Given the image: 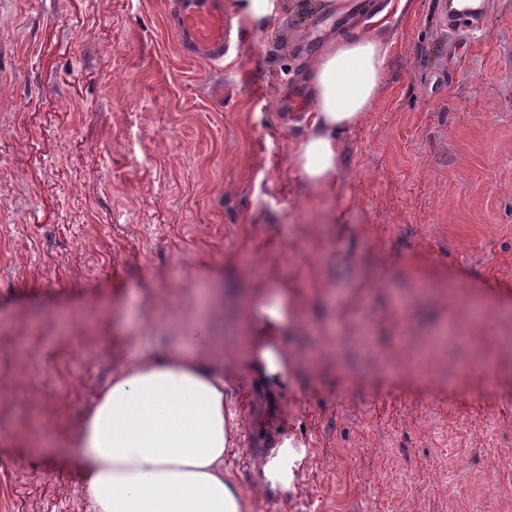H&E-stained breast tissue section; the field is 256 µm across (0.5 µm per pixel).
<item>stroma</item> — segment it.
<instances>
[{
  "label": "stroma",
  "instance_id": "obj_1",
  "mask_svg": "<svg viewBox=\"0 0 512 512\" xmlns=\"http://www.w3.org/2000/svg\"><path fill=\"white\" fill-rule=\"evenodd\" d=\"M167 2L0 0V512H89L85 411L114 367L178 350L234 387L252 512H512V0L473 43L418 0L324 188L276 101L334 14L282 0L254 29L225 0L219 110ZM258 359L263 366L264 373L268 377L278 380L286 376L282 355L273 346L269 345L262 348Z\"/></svg>",
  "mask_w": 512,
  "mask_h": 512
}]
</instances>
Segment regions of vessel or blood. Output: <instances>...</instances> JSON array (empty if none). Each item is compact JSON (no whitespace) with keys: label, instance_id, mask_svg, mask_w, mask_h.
Instances as JSON below:
<instances>
[{"label":"vessel or blood","instance_id":"1","mask_svg":"<svg viewBox=\"0 0 512 512\" xmlns=\"http://www.w3.org/2000/svg\"><path fill=\"white\" fill-rule=\"evenodd\" d=\"M448 26L478 36L488 27L486 0H471L463 7L449 6ZM168 27L184 59L223 67L233 49L224 0H169Z\"/></svg>","mask_w":512,"mask_h":512}]
</instances>
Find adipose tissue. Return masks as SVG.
<instances>
[{"mask_svg":"<svg viewBox=\"0 0 512 512\" xmlns=\"http://www.w3.org/2000/svg\"><path fill=\"white\" fill-rule=\"evenodd\" d=\"M390 48L345 29L310 59L314 107L293 156L310 186L335 178L340 137L377 98ZM236 427L228 379L192 352L115 367L76 442L91 512H250L229 464Z\"/></svg>","mask_w":512,"mask_h":512,"instance_id":"1","label":"adipose tissue"}]
</instances>
